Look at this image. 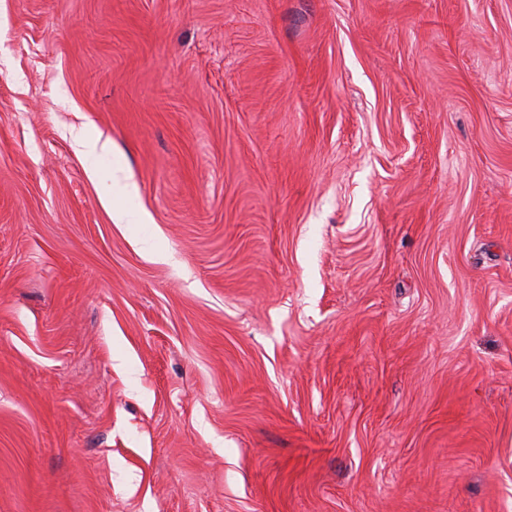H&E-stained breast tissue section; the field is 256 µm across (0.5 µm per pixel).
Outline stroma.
I'll use <instances>...</instances> for the list:
<instances>
[{"label": "stroma", "instance_id": "stroma-1", "mask_svg": "<svg viewBox=\"0 0 512 512\" xmlns=\"http://www.w3.org/2000/svg\"><path fill=\"white\" fill-rule=\"evenodd\" d=\"M0 512H512V0H0Z\"/></svg>", "mask_w": 512, "mask_h": 512}]
</instances>
